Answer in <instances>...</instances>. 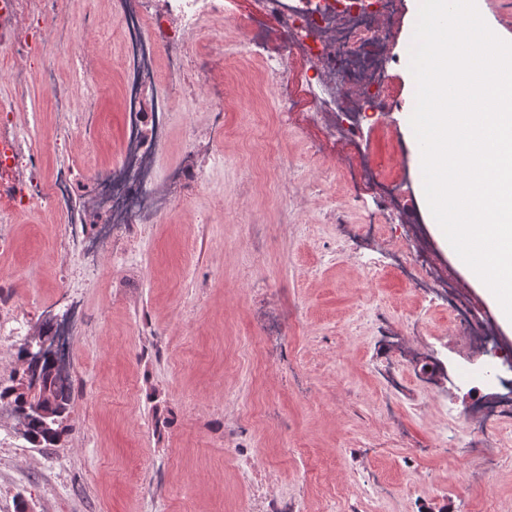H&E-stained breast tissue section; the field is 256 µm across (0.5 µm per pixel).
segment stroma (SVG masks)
Wrapping results in <instances>:
<instances>
[{
    "label": "stroma",
    "instance_id": "35a3bbf8",
    "mask_svg": "<svg viewBox=\"0 0 512 512\" xmlns=\"http://www.w3.org/2000/svg\"><path fill=\"white\" fill-rule=\"evenodd\" d=\"M223 25L214 55L244 56L224 71L223 129H212L204 102L171 91L173 112L221 145L213 175L224 181L223 201L203 190L176 203L145 228L134 260L110 254L97 268L80 267L75 225L50 210L10 227L0 277L17 321L0 331V384L16 377L30 333L61 320L74 403L73 430L56 448L32 447L13 417L0 416V512L23 502L31 512H235L245 490L235 448L251 449L299 512H344L357 494L360 512H490L512 501V470L471 478L451 443L439 442V403L421 386L396 401L402 431H389L367 317L383 311L401 325H430L434 316L398 274L341 254L330 209L352 224L365 223L367 209L310 165L305 130L286 120L287 94L267 91L264 50L241 45L231 20ZM74 40L94 75L85 79L74 56L62 57L56 82L70 89L73 111H55L35 73L29 108L14 119L21 141L66 139L64 152L39 154L49 179L63 168L82 173L89 157L110 165L123 137L115 48L96 46L89 30ZM90 118L91 148L80 137ZM260 124L288 169L262 168L252 186L236 163ZM287 302L299 322L265 341L261 320Z\"/></svg>",
    "mask_w": 512,
    "mask_h": 512
}]
</instances>
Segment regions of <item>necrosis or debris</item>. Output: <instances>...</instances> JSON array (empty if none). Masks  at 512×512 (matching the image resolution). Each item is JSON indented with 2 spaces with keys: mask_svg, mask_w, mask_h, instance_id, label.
<instances>
[{
  "mask_svg": "<svg viewBox=\"0 0 512 512\" xmlns=\"http://www.w3.org/2000/svg\"><path fill=\"white\" fill-rule=\"evenodd\" d=\"M8 23H0V45L20 46L32 59H9L13 92L0 96V219L38 209L77 211L79 224L94 225L83 261L97 264L106 251L131 252L143 225L158 223L175 202L202 187L214 143L188 130L192 162L160 168L173 113L168 89L186 84L192 97L209 100L215 124L224 122V99L211 93L212 66L202 48L211 25L233 16L248 44L268 45L271 91L288 90V120L305 128L311 154L330 153L334 176L354 193L371 196L376 217L353 230L339 227V241L353 259L369 252L378 271L398 272L415 297L448 315V340L465 363L483 360L506 367L458 402L460 368L415 344L417 328H395L386 314L370 325L383 359L386 393L403 392L407 375L440 399L448 417L441 430L459 444L456 457L475 477L497 473L512 458V341L441 263L405 190L403 170H384L362 133L387 123L402 101L391 53L401 0H112L104 19L75 18L47 8L45 0H6ZM98 29L120 51L125 75L124 136L111 167L86 168L81 181L63 173L46 180L12 135L15 113L28 101L32 72L52 88L56 111L71 109V95L53 89L59 30Z\"/></svg>",
  "mask_w": 512,
  "mask_h": 512,
  "instance_id": "1",
  "label": "necrosis or debris"
}]
</instances>
